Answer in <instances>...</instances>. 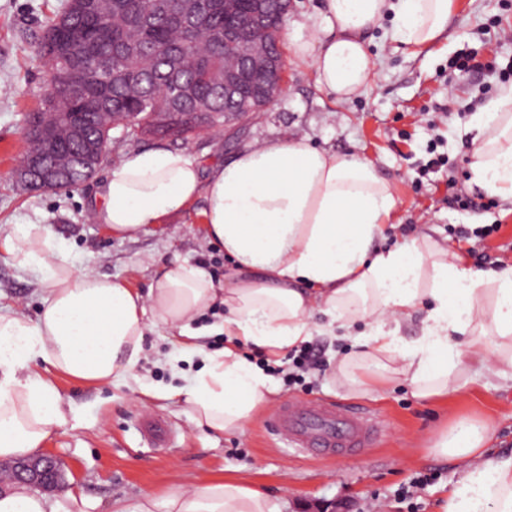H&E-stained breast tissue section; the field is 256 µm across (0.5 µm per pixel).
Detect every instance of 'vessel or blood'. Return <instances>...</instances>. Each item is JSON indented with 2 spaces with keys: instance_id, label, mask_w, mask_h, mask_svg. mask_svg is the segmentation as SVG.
I'll return each mask as SVG.
<instances>
[{
  "instance_id": "b4317fda",
  "label": "vessel or blood",
  "mask_w": 512,
  "mask_h": 512,
  "mask_svg": "<svg viewBox=\"0 0 512 512\" xmlns=\"http://www.w3.org/2000/svg\"><path fill=\"white\" fill-rule=\"evenodd\" d=\"M270 423L292 447L314 456L360 454L378 436V427L369 415L342 404L291 402L274 411Z\"/></svg>"
}]
</instances>
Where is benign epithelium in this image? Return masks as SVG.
<instances>
[{
    "instance_id": "1",
    "label": "benign epithelium",
    "mask_w": 512,
    "mask_h": 512,
    "mask_svg": "<svg viewBox=\"0 0 512 512\" xmlns=\"http://www.w3.org/2000/svg\"><path fill=\"white\" fill-rule=\"evenodd\" d=\"M251 12L240 20L243 29L265 28L271 18L283 22L292 0H250ZM286 63L281 45L272 46L264 39L246 45L244 62L224 69V99L237 111L224 113V123L251 119L264 111L282 92L286 84ZM11 478L31 487L55 490L66 483L65 473L52 454L25 456L10 462Z\"/></svg>"
}]
</instances>
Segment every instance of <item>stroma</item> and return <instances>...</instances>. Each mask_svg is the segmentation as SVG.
Returning <instances> with one entry per match:
<instances>
[{"label":"stroma","mask_w":512,"mask_h":512,"mask_svg":"<svg viewBox=\"0 0 512 512\" xmlns=\"http://www.w3.org/2000/svg\"><path fill=\"white\" fill-rule=\"evenodd\" d=\"M61 8L62 0H0V225H52L76 268L123 279L135 288H148L157 261L175 257L211 266L216 279H223L232 262L205 240L200 205L167 218L153 234L123 239L89 217L105 171L69 192L28 193L17 186L14 172L25 150L26 118L38 107L46 81L35 47L45 21ZM321 13L322 0H293L281 35L285 89L257 119L199 130L177 142L151 133L132 138L117 127L109 163L131 150L167 148L186 152L207 169L245 145L288 134L375 164L397 200L388 243L425 232L467 256L475 268L511 266L512 205L501 201L491 209L460 210L448 203V182L456 180L468 195L481 191L469 169V125L474 112L512 85L504 76L512 61V0H456L440 40L418 51L396 42L392 22L384 21L367 36L374 76L349 101L320 91L309 62L297 54L320 25ZM470 49L480 62L494 64V71L463 75L450 68L454 57ZM434 154L445 158V165L428 167ZM461 228L469 230V239H458ZM43 295L34 274L0 255L1 307L33 318ZM144 347L140 373L160 386L188 384L201 365L200 357L185 360L178 347L154 332L145 336ZM457 372L458 393L426 400L415 396L408 381L385 375L373 377L368 394L327 384L320 372L299 385L285 384L277 375L274 404L259 406L243 431L224 434L198 427L176 402L139 399L137 388L60 376L56 384L82 424L53 431L44 451L61 462L68 486L84 494L85 512H110L115 504L132 505L141 493H164L174 481L218 475L250 478L271 495L287 496L288 512L333 500L344 502L348 512H435L442 492L460 475L457 460L431 452L438 431L461 418L476 420L488 426L486 452L512 451V380L488 378L473 367ZM293 400L362 407L377 419L381 438L359 456L307 457L266 424L273 405ZM149 418L170 427L167 445L144 437L140 424ZM423 475L427 484L412 488ZM406 488L413 491L408 502L400 496Z\"/></svg>","instance_id":"stroma-1"}]
</instances>
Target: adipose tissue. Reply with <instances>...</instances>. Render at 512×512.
Listing matches in <instances>:
<instances>
[{"mask_svg":"<svg viewBox=\"0 0 512 512\" xmlns=\"http://www.w3.org/2000/svg\"><path fill=\"white\" fill-rule=\"evenodd\" d=\"M455 0H323V27L299 55L317 87L334 98L360 94L374 73L365 36L393 16V37L420 49L444 32ZM471 173L487 192L512 201V87L473 118ZM203 201L204 234L232 260L215 280L201 264H159L148 290L75 269L51 225L0 226V253L37 275L46 289L37 319L0 312V458L44 449L53 429L77 428L52 374L92 384L133 377L147 333L166 331L186 356L200 338L223 334V351L204 356L183 387L154 390L177 399L197 426L243 430L274 391L263 369L241 355L250 345L277 353L314 333L342 334L356 349L339 358L334 378L358 391L367 377L393 371L421 399L452 395L461 357L495 375L512 374V266L487 275L430 236L378 245L396 197L366 158L288 138L245 146L231 161L202 171L185 152L130 151L110 166L93 217L111 234L134 238ZM223 307L222 322L198 320ZM424 311L418 336L402 325ZM469 335L459 349L455 334ZM44 370H37V363ZM486 427L462 421L439 433L431 450L465 465L437 512H512V452L483 453ZM81 493L53 496L7 480L0 512H83ZM246 479L174 483L116 512H286Z\"/></svg>","mask_w":512,"mask_h":512,"instance_id":"adipose-tissue-1","label":"adipose tissue"}]
</instances>
